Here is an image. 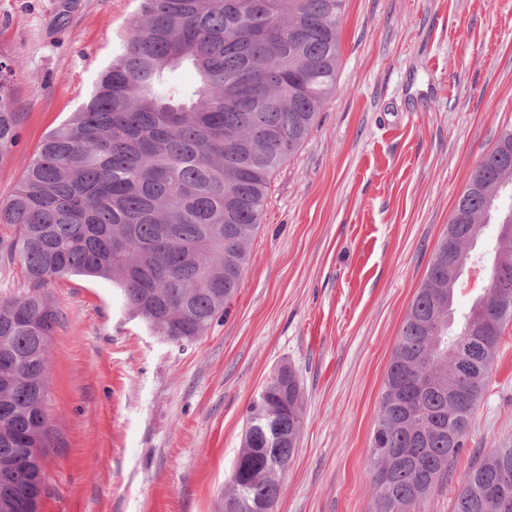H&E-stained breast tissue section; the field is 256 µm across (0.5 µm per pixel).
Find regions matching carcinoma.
Masks as SVG:
<instances>
[{
	"label": "carcinoma",
	"instance_id": "1",
	"mask_svg": "<svg viewBox=\"0 0 512 512\" xmlns=\"http://www.w3.org/2000/svg\"><path fill=\"white\" fill-rule=\"evenodd\" d=\"M344 0H140L131 35L88 99L51 130L27 165L0 224L26 289L0 299V456L46 448L48 368L59 311L45 288L76 274L112 282L123 307L174 343L224 316L251 254L276 172L304 145L334 89ZM182 65L189 88L168 86ZM15 61L0 57V162L18 138L7 89ZM512 129L484 154L438 240L401 324L370 438L376 512H411L464 451L503 328L512 321ZM498 221L489 279L462 324L450 326L468 254L448 255V233ZM511 285L502 297L493 280ZM497 304L495 323L480 315ZM303 427L297 374L283 366L247 409L223 512H269L279 467ZM45 464L0 473V512H40L29 489ZM454 512H512V444L472 465Z\"/></svg>",
	"mask_w": 512,
	"mask_h": 512
}]
</instances>
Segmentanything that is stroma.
I'll list each match as a JSON object with an SVG mask.
<instances>
[{
  "instance_id": "obj_1",
  "label": "stroma",
  "mask_w": 512,
  "mask_h": 512,
  "mask_svg": "<svg viewBox=\"0 0 512 512\" xmlns=\"http://www.w3.org/2000/svg\"><path fill=\"white\" fill-rule=\"evenodd\" d=\"M139 0H0L21 121L0 203L87 97ZM336 87L276 173L223 320L179 345L129 318L110 281L47 290L41 512H221L247 406L281 365L304 426L277 512H375L369 445L401 323L457 198L512 127V0H345ZM512 442V323L467 448L412 512H453L485 450Z\"/></svg>"
}]
</instances>
